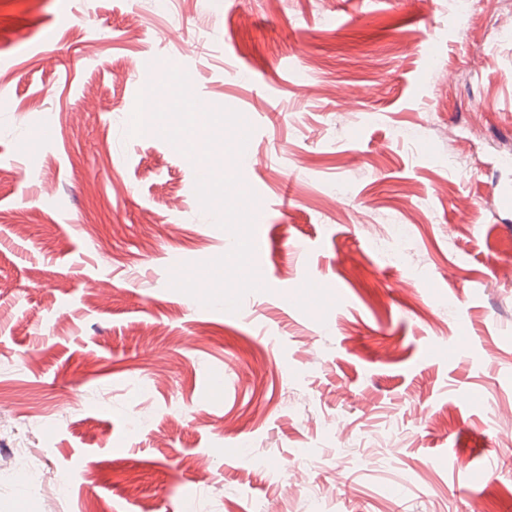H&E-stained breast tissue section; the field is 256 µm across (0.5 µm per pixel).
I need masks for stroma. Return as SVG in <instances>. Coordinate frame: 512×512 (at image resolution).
Here are the masks:
<instances>
[{"label": "stroma", "instance_id": "stroma-1", "mask_svg": "<svg viewBox=\"0 0 512 512\" xmlns=\"http://www.w3.org/2000/svg\"><path fill=\"white\" fill-rule=\"evenodd\" d=\"M511 13L0 0V512H512ZM171 66L263 157L235 313L170 286L232 239L196 162L128 133Z\"/></svg>", "mask_w": 512, "mask_h": 512}]
</instances>
